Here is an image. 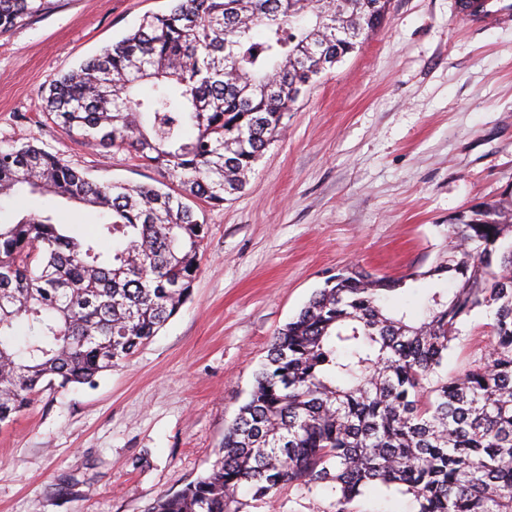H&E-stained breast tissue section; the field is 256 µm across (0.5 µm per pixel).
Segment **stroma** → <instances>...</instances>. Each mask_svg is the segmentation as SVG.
Here are the masks:
<instances>
[{
	"mask_svg": "<svg viewBox=\"0 0 512 512\" xmlns=\"http://www.w3.org/2000/svg\"><path fill=\"white\" fill-rule=\"evenodd\" d=\"M171 0H51L0 35V145L33 143L97 181L156 185L133 154L81 144L47 120L62 72L166 12ZM236 199L204 207L190 298L95 385L47 387L0 426V512H146L217 459L277 330L347 266L419 279L421 316L448 259L451 218L512 194V21L460 19L457 0H390L357 50L298 100ZM485 314L448 354L484 358ZM329 491L283 487L273 507L325 512Z\"/></svg>",
	"mask_w": 512,
	"mask_h": 512,
	"instance_id": "obj_1",
	"label": "stroma"
}]
</instances>
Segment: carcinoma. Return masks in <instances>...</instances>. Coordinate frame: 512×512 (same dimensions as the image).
I'll list each match as a JSON object with an SVG mask.
<instances>
[{"instance_id": "obj_1", "label": "carcinoma", "mask_w": 512, "mask_h": 512, "mask_svg": "<svg viewBox=\"0 0 512 512\" xmlns=\"http://www.w3.org/2000/svg\"><path fill=\"white\" fill-rule=\"evenodd\" d=\"M48 0H0V34ZM388 0H172L168 12L53 79L44 110L84 144L126 150L177 189L97 182L40 146L0 148V196H52L107 218L69 230L54 206L0 225V423L45 386L93 384L191 296L207 225L195 204L241 193L321 73L381 27ZM152 83V92H136ZM112 241L104 252L98 239ZM450 288L423 318L387 306L415 273L343 268L273 337L222 454L147 512H242L288 484L332 492L327 512L409 496L415 512H512V198L448 225ZM476 311L487 357L442 371ZM27 333L18 337L17 325Z\"/></svg>"}]
</instances>
